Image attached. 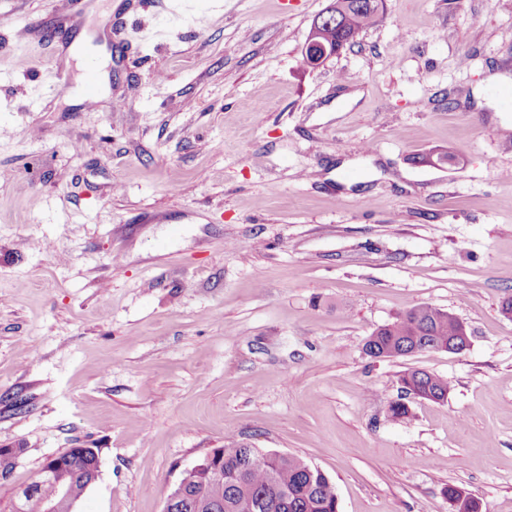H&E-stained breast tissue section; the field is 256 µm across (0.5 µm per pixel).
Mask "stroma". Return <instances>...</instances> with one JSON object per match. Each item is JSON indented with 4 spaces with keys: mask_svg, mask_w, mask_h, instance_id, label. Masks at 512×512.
<instances>
[{
    "mask_svg": "<svg viewBox=\"0 0 512 512\" xmlns=\"http://www.w3.org/2000/svg\"><path fill=\"white\" fill-rule=\"evenodd\" d=\"M329 3L0 0V512L69 448L99 451L78 512H163L233 440L318 467L339 512H454L450 484L512 512V105L486 84L512 76V8L383 0L312 70ZM34 19L91 46L94 109L76 66L48 92L67 50ZM425 304L464 354L365 355ZM407 368L447 401L402 398Z\"/></svg>",
    "mask_w": 512,
    "mask_h": 512,
    "instance_id": "1",
    "label": "stroma"
}]
</instances>
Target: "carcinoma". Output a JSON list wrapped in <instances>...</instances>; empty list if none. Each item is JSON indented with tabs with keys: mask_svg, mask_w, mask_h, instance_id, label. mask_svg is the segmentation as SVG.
<instances>
[{
	"mask_svg": "<svg viewBox=\"0 0 512 512\" xmlns=\"http://www.w3.org/2000/svg\"><path fill=\"white\" fill-rule=\"evenodd\" d=\"M336 19L318 29V39L335 53L356 43L359 35L375 25L381 0H332ZM466 326L447 311L421 305L376 328L363 349L372 358L405 357L412 351H446L448 344L464 334ZM400 387L432 402L448 399V381L425 371L406 369L399 375ZM99 458L93 453L74 455L72 464L60 469L55 481L35 484L43 497L55 494V482L65 483L73 497L83 499L96 476ZM221 478L208 470H186L182 475L184 507L176 512H196V497L203 495L221 505L219 512H338L333 483L320 470L297 456H280L241 443L222 449ZM443 494L459 502L457 512H479L477 502L455 485Z\"/></svg>",
	"mask_w": 512,
	"mask_h": 512,
	"instance_id": "1",
	"label": "carcinoma"
}]
</instances>
